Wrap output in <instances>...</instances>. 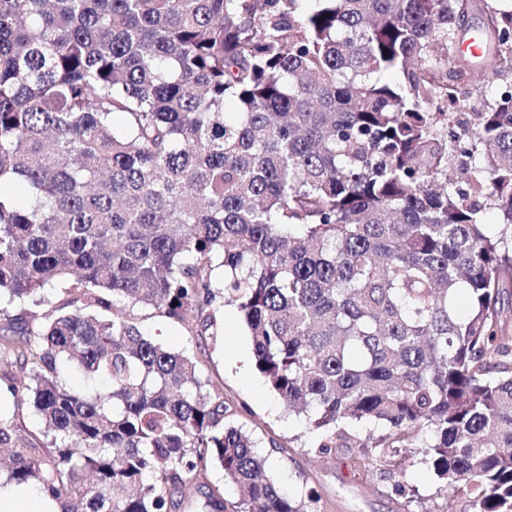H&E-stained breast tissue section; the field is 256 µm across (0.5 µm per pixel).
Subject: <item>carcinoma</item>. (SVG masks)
I'll return each mask as SVG.
<instances>
[{
  "mask_svg": "<svg viewBox=\"0 0 512 512\" xmlns=\"http://www.w3.org/2000/svg\"><path fill=\"white\" fill-rule=\"evenodd\" d=\"M506 75L503 0H0V394L43 423L0 419L8 481L228 512L216 462L234 512H323L126 311L216 342L234 306L316 454L413 448L463 512H512V81L478 96Z\"/></svg>",
  "mask_w": 512,
  "mask_h": 512,
  "instance_id": "obj_1",
  "label": "carcinoma"
}]
</instances>
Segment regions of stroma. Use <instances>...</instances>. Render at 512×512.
Here are the masks:
<instances>
[{
	"mask_svg": "<svg viewBox=\"0 0 512 512\" xmlns=\"http://www.w3.org/2000/svg\"><path fill=\"white\" fill-rule=\"evenodd\" d=\"M131 315L144 335L200 360L211 389L223 391L226 403L236 409L231 423L251 436L266 458L267 476L289 495L313 489L321 496L325 512H446L453 500L450 489L417 459L404 464L409 484L419 492L416 502L409 503L391 493L389 480L381 474L359 475L349 449L317 457L314 440L302 421L288 412L256 371L252 339L235 307H224L217 314L224 334L218 344L152 310L135 308Z\"/></svg>",
	"mask_w": 512,
	"mask_h": 512,
	"instance_id": "obj_1",
	"label": "stroma"
}]
</instances>
